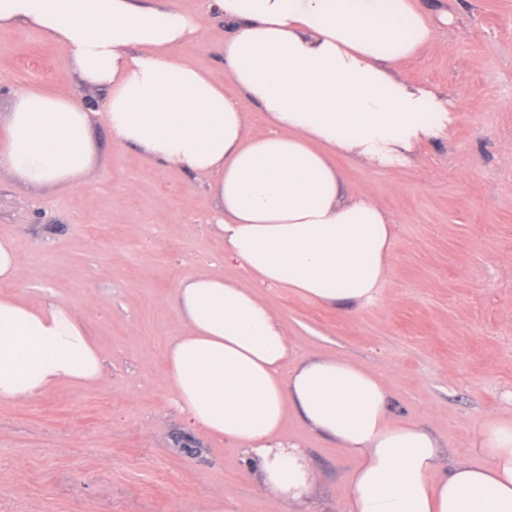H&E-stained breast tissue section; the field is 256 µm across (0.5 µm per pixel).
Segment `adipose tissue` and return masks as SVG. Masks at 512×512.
<instances>
[{
	"instance_id": "obj_1",
	"label": "adipose tissue",
	"mask_w": 512,
	"mask_h": 512,
	"mask_svg": "<svg viewBox=\"0 0 512 512\" xmlns=\"http://www.w3.org/2000/svg\"><path fill=\"white\" fill-rule=\"evenodd\" d=\"M224 21L228 83L173 47L200 41L197 16L155 0H0V30L38 33L65 53L63 88L17 87L0 114V170L44 189L91 178L93 129L156 165L213 177L226 279L199 270L174 290L183 329L166 384L204 434L242 449L244 471L290 507L314 476L285 443L289 412L354 454L336 512H512V415L473 433L481 462L444 461L429 429L396 413L372 368L307 358L260 294L285 288L345 314L374 301L391 272L392 217L347 191L343 156L376 169L409 164L446 137L448 96L396 75L435 38L415 0H210ZM105 90L100 109L79 98ZM266 134H246L251 106ZM102 356L75 310L0 294V402L62 382L101 381Z\"/></svg>"
}]
</instances>
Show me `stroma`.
<instances>
[{"label":"stroma","instance_id":"1","mask_svg":"<svg viewBox=\"0 0 512 512\" xmlns=\"http://www.w3.org/2000/svg\"><path fill=\"white\" fill-rule=\"evenodd\" d=\"M175 2L204 20L202 43L176 55L226 80L223 21L206 0ZM422 4L437 34L400 75L448 93L447 138L401 168L338 161L348 187L369 189L396 224L377 299L343 316L285 288L260 294L306 356L380 371L401 415L474 462V428L512 414V0ZM67 69L39 34L1 30L0 113L13 88L56 92ZM94 141V177L69 188L0 173V237L22 256L0 292L71 305L104 365L99 384L0 403V512H288L244 474L237 448L187 428L165 383L166 347L182 330L173 288L209 266L242 275L222 261L210 177L155 169L101 125ZM283 438L315 472L310 512H336L356 457L294 413Z\"/></svg>","mask_w":512,"mask_h":512}]
</instances>
